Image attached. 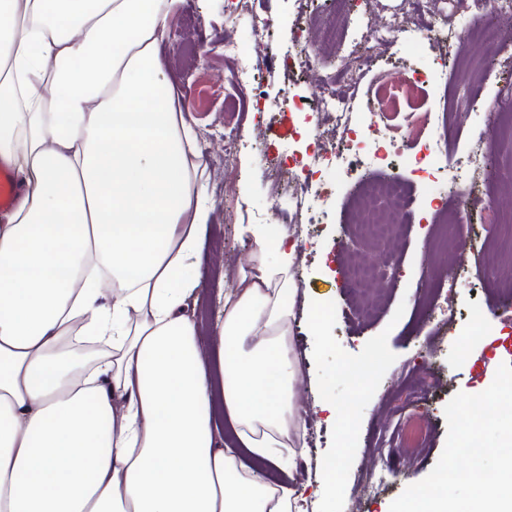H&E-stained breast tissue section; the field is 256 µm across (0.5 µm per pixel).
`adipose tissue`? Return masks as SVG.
Wrapping results in <instances>:
<instances>
[{"instance_id":"1","label":"adipose tissue","mask_w":512,"mask_h":512,"mask_svg":"<svg viewBox=\"0 0 512 512\" xmlns=\"http://www.w3.org/2000/svg\"><path fill=\"white\" fill-rule=\"evenodd\" d=\"M180 0H0V512H302L244 455H306L290 335L297 246L252 224L224 297L222 448L187 304L203 153L159 48ZM112 350L74 346V332ZM19 191L18 183L13 173L0 164V210L8 209Z\"/></svg>"}]
</instances>
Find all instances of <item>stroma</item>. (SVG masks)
<instances>
[{
    "mask_svg": "<svg viewBox=\"0 0 512 512\" xmlns=\"http://www.w3.org/2000/svg\"><path fill=\"white\" fill-rule=\"evenodd\" d=\"M408 2L237 0L230 5L226 0H182L160 47L168 78L190 92L186 118L199 135L211 197L206 244L194 261L201 286L190 306L208 358L218 342L224 295L234 289L238 269L253 250L248 225L274 224L293 210L279 174L287 170L289 159L313 149L328 126L314 107L321 74L336 68L331 45H324L314 73L270 66V57H295L302 45L300 28L319 32L328 19L352 9L376 18L396 16L405 29L382 46L378 68L365 72L355 88L352 125L369 150L352 171L323 170L310 188L319 201L295 268L299 293L294 319L301 325V343L293 349L300 365L295 410L304 424L308 454L294 472L264 471L271 484L306 486L304 512H388L407 479L423 480L438 462L448 432V401L460 392L484 391L501 364H512V311L501 298V274L485 251L503 230L501 215L512 210V196L498 188L512 182V130L495 122L496 111L512 106L503 97L512 86V74L506 71L512 62V24L486 54L478 74L467 51L476 20L465 6L455 8V42L412 49L406 40L417 33L419 19L410 14ZM258 17L273 21L262 41L253 32ZM228 40L243 49L250 84L268 101L262 111L248 106L232 124L224 112V89L235 80L224 62ZM443 57L448 60L447 81L423 88L422 98L430 107L452 93L463 101L477 99V110L461 116L467 137L447 140L446 155L424 171L395 154L377 160L371 148L382 141L385 130L367 110L374 87L396 69L428 71ZM286 95L303 101L306 111H278L276 105ZM228 132L239 141L229 162L224 159ZM477 149L492 157L495 171H471L468 157ZM370 176L399 178L414 207L404 235L387 250L363 243L351 250L347 244L354 238L356 200ZM458 185L490 197L493 205L468 216L463 247L445 251L437 245L440 227L433 222V210L452 203ZM359 258L374 264L380 275L369 291L374 307L368 314L345 280L346 269ZM318 303L326 320L317 335L311 312ZM329 398L346 407L348 435H341L339 424L323 412ZM329 461L340 469L342 489L326 499L319 477ZM374 468L391 472L389 483L371 492L361 489L357 475Z\"/></svg>",
    "mask_w": 512,
    "mask_h": 512,
    "instance_id": "1",
    "label": "stroma"
}]
</instances>
